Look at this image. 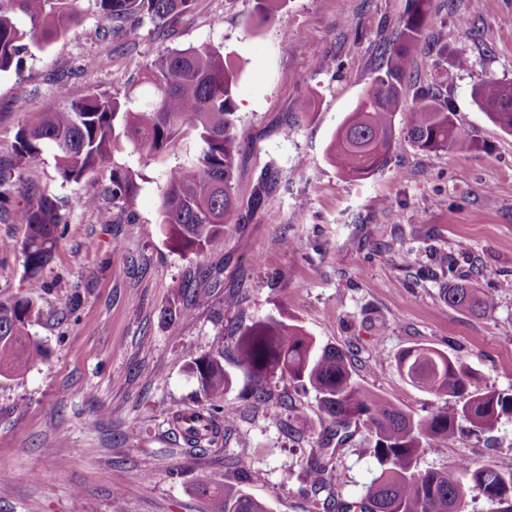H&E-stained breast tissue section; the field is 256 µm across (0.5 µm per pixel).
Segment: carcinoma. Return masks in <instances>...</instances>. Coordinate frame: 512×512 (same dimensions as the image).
<instances>
[{"label":"carcinoma","mask_w":512,"mask_h":512,"mask_svg":"<svg viewBox=\"0 0 512 512\" xmlns=\"http://www.w3.org/2000/svg\"><path fill=\"white\" fill-rule=\"evenodd\" d=\"M83 2L0 0V73H15L19 92L25 91L21 72L29 45L48 46L78 27L85 16ZM92 2L112 30L133 35L132 20L147 17L172 27L191 10L194 0ZM281 2L255 0L254 26L275 20ZM427 18L428 0H412L384 47L370 86L336 129L328 155L341 176L361 178L388 164L401 92L410 79L411 60L420 49ZM240 73V65L230 56L214 46L200 45L159 52L143 77L152 99L134 108L128 106L132 87L122 99L97 90L71 98L61 83L42 111L18 130L15 166H27L50 149L62 182L78 184L88 173L109 168L111 155L124 142L155 160L192 137L195 152L161 173L162 229L185 255L215 251L224 244V225L232 223L237 211L233 181L240 138L235 122ZM475 100L492 122L512 132V84L487 82L476 89ZM453 114L451 99L440 97L434 87L422 89L418 103L406 112L407 137L426 151L472 147ZM139 178L129 168L112 167V200L133 202ZM1 212L26 227L19 244L3 247L21 253L29 278L26 295L0 299V376L7 377L27 371L45 355L29 326L45 288L40 273L65 232L66 215L56 196L35 185H18L12 169L2 167ZM440 295L448 306L470 314L494 306L492 296L466 283L444 288ZM227 351L251 382L250 396L256 404L266 401V385L278 375L315 391L330 424L329 439L336 444L321 443L307 461L306 477L314 494L329 490L335 458L350 439L351 427H367L380 471L357 501L339 502L327 495L322 502L327 512H465L469 497L481 496L491 504L512 500V471L477 467L467 460L458 461L449 472L416 469L423 449L459 439L461 423H468L472 431H484L512 418L511 389L489 390L460 360L431 347H410L397 357L401 375L444 400V406L430 414L415 416L358 382L342 349L320 345L301 326L273 315L237 329L228 341H218L210 353L189 363L201 398L172 413V434L178 444L204 453L232 430L235 413L225 404L232 385L224 369ZM219 512L270 510L251 494L226 488Z\"/></svg>","instance_id":"carcinoma-1"}]
</instances>
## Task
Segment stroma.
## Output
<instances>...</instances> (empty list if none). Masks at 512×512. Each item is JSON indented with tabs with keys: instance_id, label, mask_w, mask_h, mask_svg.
<instances>
[{
	"instance_id": "35a3bbf8",
	"label": "stroma",
	"mask_w": 512,
	"mask_h": 512,
	"mask_svg": "<svg viewBox=\"0 0 512 512\" xmlns=\"http://www.w3.org/2000/svg\"><path fill=\"white\" fill-rule=\"evenodd\" d=\"M409 3L285 0L274 22L254 29L253 0H195L175 28L140 21L131 38L104 35L90 11L67 37L30 47L26 94H17L14 74H0L6 166L22 122L58 81L74 97H120L165 47L210 44L242 65L234 175L241 221L225 226L220 251L186 255L162 232L153 178L193 151L194 139L150 163L129 147L115 152L114 165L149 177L125 208L107 192L108 172L62 183L48 150L20 169L22 183L62 201L67 224L41 272L48 288L29 328L47 356L0 377V512H216L206 485L244 490L271 512H323L307 489L306 462L328 423L314 391L291 379H273L268 401L253 407L243 399L247 380L225 359L233 378L226 401L238 409L230 436L195 456L170 434L172 412L197 399L190 358L269 315L347 350L361 384L417 416L438 401L397 370V355L412 346L462 360L482 384L512 389V133L473 96L487 81L512 82V0H430L428 49L414 58L404 92L408 108L418 87L440 85L473 148L421 150L400 113L383 171L352 181L328 156ZM462 19L478 29L476 40L459 39ZM460 55L468 69L457 68ZM267 170L276 183L258 204ZM88 196L98 208L80 206ZM462 280L493 296L494 307L480 315L449 307L440 291ZM286 396L295 409L284 413ZM372 447L367 429L355 427L335 463L336 499L364 495L379 472ZM235 455L248 457L262 480L225 467ZM461 458L512 470V419L424 449L417 465L443 471Z\"/></svg>"
}]
</instances>
